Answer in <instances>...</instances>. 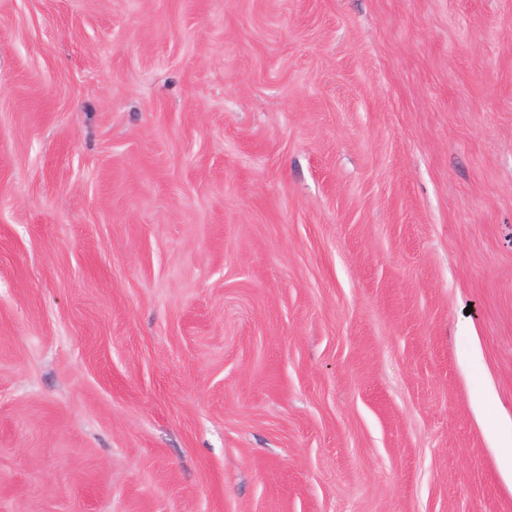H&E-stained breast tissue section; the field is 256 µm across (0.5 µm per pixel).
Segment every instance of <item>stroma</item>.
Segmentation results:
<instances>
[{
  "mask_svg": "<svg viewBox=\"0 0 512 512\" xmlns=\"http://www.w3.org/2000/svg\"><path fill=\"white\" fill-rule=\"evenodd\" d=\"M512 0H0V512H512Z\"/></svg>",
  "mask_w": 512,
  "mask_h": 512,
  "instance_id": "obj_1",
  "label": "stroma"
}]
</instances>
